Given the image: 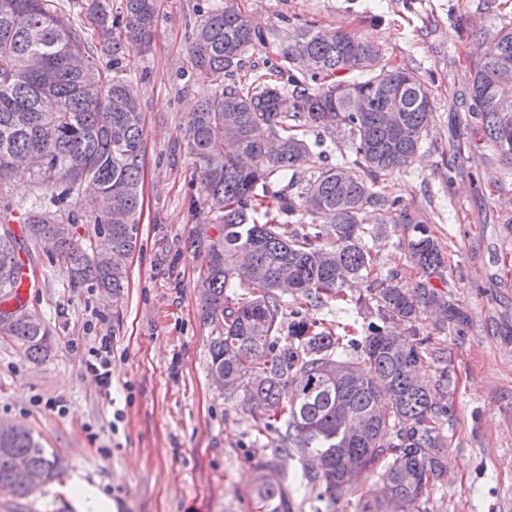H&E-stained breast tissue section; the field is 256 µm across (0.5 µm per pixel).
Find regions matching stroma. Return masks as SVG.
<instances>
[{"label": "stroma", "instance_id": "1", "mask_svg": "<svg viewBox=\"0 0 512 512\" xmlns=\"http://www.w3.org/2000/svg\"><path fill=\"white\" fill-rule=\"evenodd\" d=\"M219 2L157 0L149 51L124 48L145 135L143 208L121 295L71 282L55 254L24 237L34 186L25 172L10 179L14 207L0 218V233H12L38 277L26 309L43 320L52 349L34 359L0 336V422L28 428L62 470L27 495L0 492V512H76L77 473L108 493L116 512H273L259 508L253 485L277 436L264 430L260 413L225 399L208 369L212 328L196 288L207 252L188 242L214 215L190 204L199 184L186 128L204 98L282 63L299 29L310 26L363 35L427 84L435 121L411 167L383 184L429 213L448 252V299L464 315L441 330L431 317L417 322L452 378L444 396L447 474L419 507L512 512V165L476 147L463 156L454 186L445 182L448 135L463 127L448 105L471 77V26L482 17L512 22V0H237L268 40L236 75L203 76L193 65L192 32ZM104 336L112 339L107 395L85 366ZM301 471L299 456H284L271 474L294 512H313V495L298 489Z\"/></svg>", "mask_w": 512, "mask_h": 512}]
</instances>
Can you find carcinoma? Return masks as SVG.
<instances>
[{
    "mask_svg": "<svg viewBox=\"0 0 512 512\" xmlns=\"http://www.w3.org/2000/svg\"><path fill=\"white\" fill-rule=\"evenodd\" d=\"M123 9L116 36L110 0H92L75 16L59 0H0V208H12L11 172L31 170L41 193L30 205L26 236L50 243L71 279L114 295L126 272L112 254L135 250L143 206L140 92L119 66L120 52L125 39L149 47L156 24L155 0H123ZM472 36L487 48L450 111L464 113L483 146L512 162V85L501 92L495 83L500 71L512 72V25L481 21ZM266 38L234 0H224L194 31L193 63L202 74L232 73ZM100 50L112 56L103 71L95 65ZM287 59L303 61L304 70L276 66V80L261 74L245 86L226 85L188 122L186 150L200 187L191 205L206 206L220 226L218 236L197 230L190 242L209 254L198 279L203 320L217 327L209 370L224 377L225 398L260 412L278 433L273 458L288 453L289 443L308 449L299 487L316 492L315 512H330L358 490L351 461L394 494L361 498L359 512H413L445 474L448 415L427 371L440 362L439 351L416 322L428 308L452 324L458 312L444 291L448 252L430 217L380 183L410 166L434 108L417 69L390 64L356 33L306 30ZM354 93L368 97L367 111H354ZM312 129L348 137L355 159L332 163L326 152L314 153L305 138ZM471 146L454 136L448 182ZM77 200L93 224L91 255L59 220ZM371 222L402 232L413 284L383 271L361 243ZM285 224L301 231L287 237ZM20 269L7 234L0 238V294H12ZM356 276L368 281L364 296L347 292ZM311 309L326 317H311ZM0 334L35 357L51 348L40 318L21 307L0 309ZM434 374L448 387L447 369L434 367ZM18 459L47 481L55 475L56 460L28 430L0 429V491L29 493L15 472ZM272 465H256V495L293 512L265 474Z\"/></svg>",
    "mask_w": 512,
    "mask_h": 512,
    "instance_id": "cac0c4a2",
    "label": "carcinoma"
}]
</instances>
